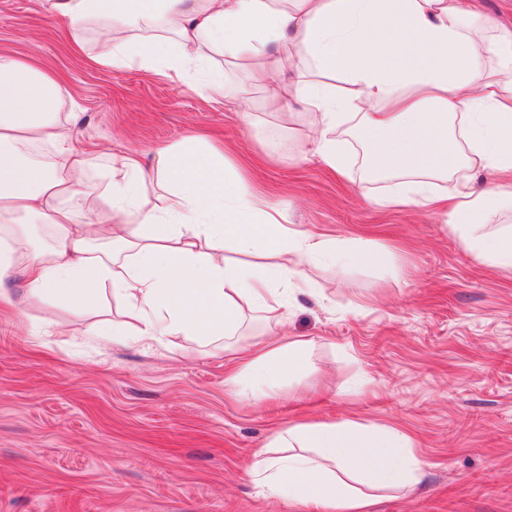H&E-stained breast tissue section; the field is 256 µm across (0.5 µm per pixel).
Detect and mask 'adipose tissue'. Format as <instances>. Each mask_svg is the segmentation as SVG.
<instances>
[{"label": "adipose tissue", "instance_id": "1", "mask_svg": "<svg viewBox=\"0 0 512 512\" xmlns=\"http://www.w3.org/2000/svg\"><path fill=\"white\" fill-rule=\"evenodd\" d=\"M82 41L103 32L92 60L116 71L165 66L177 77L219 50L246 88L217 78L249 126L259 90L281 122L302 113L301 139L323 163L347 166L332 133L347 120L367 137L375 178L403 176L386 204L442 210L480 263L512 267V226L481 224L512 211V187L478 189L459 169L512 173V30L468 0H47ZM341 75L344 91L324 75ZM60 77L28 57L0 54V297L19 281L24 302L89 318L85 332L144 344L172 336L232 340L230 380L271 397L309 364L310 344L237 341L246 312L283 323L267 276L228 260L269 245L284 273L303 261L393 267L374 244L340 247L281 225V208L252 189L224 152L191 137L134 153L79 151ZM454 179L451 192L436 181ZM402 429L356 421L290 424L249 474L270 497L306 512H369L380 493L424 476Z\"/></svg>", "mask_w": 512, "mask_h": 512}]
</instances>
